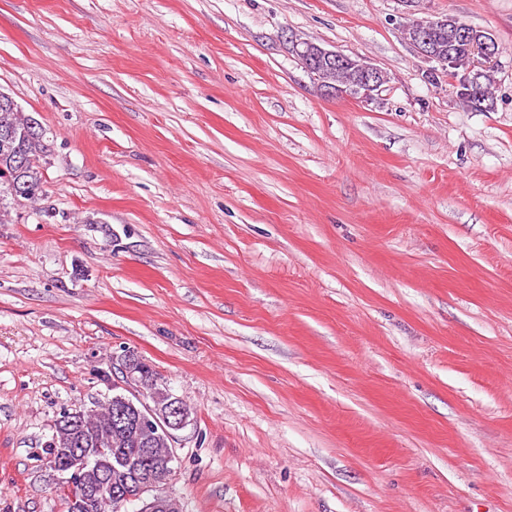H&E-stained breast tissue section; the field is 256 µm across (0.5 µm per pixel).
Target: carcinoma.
Here are the masks:
<instances>
[{
    "label": "carcinoma",
    "instance_id": "carcinoma-1",
    "mask_svg": "<svg viewBox=\"0 0 512 512\" xmlns=\"http://www.w3.org/2000/svg\"><path fill=\"white\" fill-rule=\"evenodd\" d=\"M439 51L463 57L468 52V42L459 39L445 29L433 39ZM354 70L335 67L325 71V81L344 86ZM458 99L468 109L480 112L494 108L495 99L490 97L477 101L471 95L462 93ZM43 153L42 136L37 130L36 122L24 115L9 95L0 92V223L8 210L31 203L44 193V176L40 164ZM131 360L141 367L139 382L142 391L134 394L117 386L112 388V409L95 405V410L82 411V430L80 435L87 440V447L93 455L88 460V468L78 473L74 487L97 481L106 473H112V489L123 492L130 485L129 472L120 466L118 459L134 453L154 455V449L167 448L170 440L162 430L154 432L155 442L144 443L139 434L119 427L114 413L123 410L133 412L132 406H140L139 399L150 402L153 406L167 404L172 393L159 381L155 370L136 354ZM75 419L72 411L65 409L56 420L53 434L46 442L45 453L52 457L60 448L69 447V439L74 437L75 428L70 421Z\"/></svg>",
    "mask_w": 512,
    "mask_h": 512
}]
</instances>
